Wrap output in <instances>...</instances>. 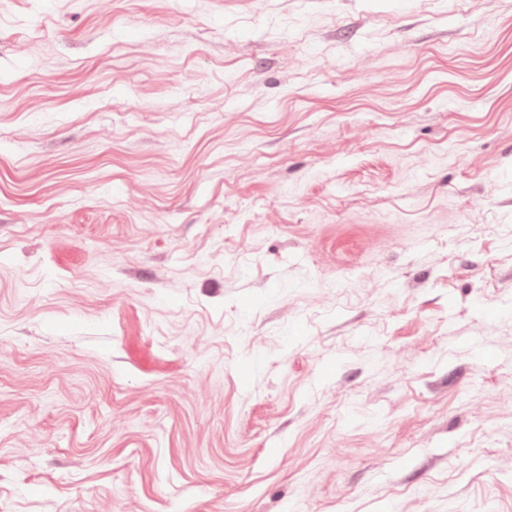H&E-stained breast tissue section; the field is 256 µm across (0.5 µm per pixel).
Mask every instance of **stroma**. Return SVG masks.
<instances>
[{
    "label": "stroma",
    "instance_id": "35a3bbf8",
    "mask_svg": "<svg viewBox=\"0 0 512 512\" xmlns=\"http://www.w3.org/2000/svg\"><path fill=\"white\" fill-rule=\"evenodd\" d=\"M0 512H512V0H0Z\"/></svg>",
    "mask_w": 512,
    "mask_h": 512
}]
</instances>
